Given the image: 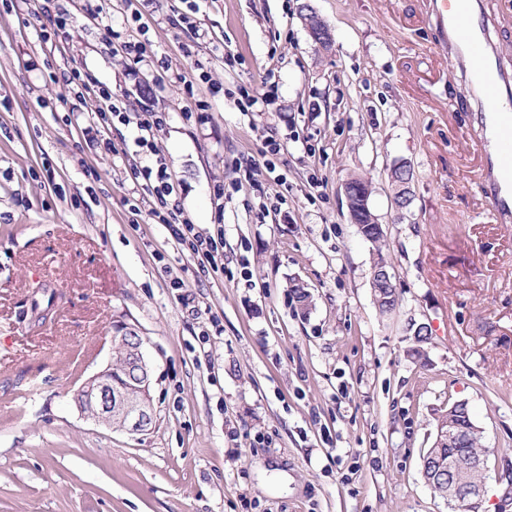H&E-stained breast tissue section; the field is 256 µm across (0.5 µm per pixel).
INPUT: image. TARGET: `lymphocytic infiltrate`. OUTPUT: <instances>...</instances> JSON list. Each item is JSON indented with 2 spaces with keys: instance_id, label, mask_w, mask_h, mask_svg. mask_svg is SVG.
Instances as JSON below:
<instances>
[{
  "instance_id": "1",
  "label": "lymphocytic infiltrate",
  "mask_w": 512,
  "mask_h": 512,
  "mask_svg": "<svg viewBox=\"0 0 512 512\" xmlns=\"http://www.w3.org/2000/svg\"><path fill=\"white\" fill-rule=\"evenodd\" d=\"M65 84L76 86L80 92L99 100L101 108L95 114L92 126L83 131L90 150L101 154H133L138 163L132 164L129 177L133 184L152 199L149 213L155 223L161 224L178 244L181 253L198 263V270L206 276H219L224 272V215L216 213L212 231L200 233L194 224L182 215L177 187L161 156L156 139L168 126L169 115L149 109L133 114L126 96L114 92L79 66L64 73ZM177 83L185 96L182 113L185 120L203 124L209 121L211 97L217 96L220 85L213 83L202 63H195L191 72L178 75ZM135 125L137 134L132 143L115 144L105 138V130L114 124Z\"/></svg>"
}]
</instances>
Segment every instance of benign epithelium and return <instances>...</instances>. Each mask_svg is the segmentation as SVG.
<instances>
[{"label": "benign epithelium", "mask_w": 512, "mask_h": 512, "mask_svg": "<svg viewBox=\"0 0 512 512\" xmlns=\"http://www.w3.org/2000/svg\"><path fill=\"white\" fill-rule=\"evenodd\" d=\"M301 19L311 40L321 48H327L332 42L329 25L307 4ZM390 180L394 186L392 203L396 210L409 208L413 201L412 180L401 178L397 168L390 170ZM351 223L358 225L361 232L382 233L381 224L369 205L371 185L361 178H349L343 183ZM390 264L378 259L372 268L371 286L383 288L396 294L389 272ZM120 345L124 349L122 365H130L138 374V385L124 387L112 381L116 365L112 360L98 371L84 379L74 393V402L82 415L97 424L112 427V419L122 424V429L130 434H145L156 423L152 399L149 394L151 368L146 356L144 340L137 329L131 325L119 328Z\"/></svg>", "instance_id": "7a95c632"}]
</instances>
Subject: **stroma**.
Here are the masks:
<instances>
[{"label": "stroma", "instance_id": "stroma-1", "mask_svg": "<svg viewBox=\"0 0 512 512\" xmlns=\"http://www.w3.org/2000/svg\"><path fill=\"white\" fill-rule=\"evenodd\" d=\"M93 3L100 20L74 9L49 45L43 14L0 2V512H452L421 463L458 401L488 450L479 512H498L512 457V224L464 178L474 116L424 0H202L192 29L185 0H151L141 23L155 56L133 67L97 30L121 26L127 0ZM306 3L330 48L308 36ZM197 60L264 102L244 112L221 95L209 123H187L173 78ZM76 63L168 112L159 148L184 217L207 231L224 212L223 276L198 278L149 217L130 223V160L87 147L99 104L63 82ZM270 138L282 145L272 173ZM243 156L252 181L217 202L211 185L235 181ZM401 160L414 173L402 214L388 181ZM281 175L287 202L260 217ZM355 176L371 182L383 229L399 299L388 316L370 285L374 249L348 214ZM296 281L314 298L305 315ZM212 318L221 334L202 337ZM118 321L138 329L153 368L145 435L73 403Z\"/></svg>", "mask_w": 512, "mask_h": 512}]
</instances>
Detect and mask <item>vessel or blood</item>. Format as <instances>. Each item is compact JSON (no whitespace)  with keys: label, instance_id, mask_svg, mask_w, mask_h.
Segmentation results:
<instances>
[{"label":"vessel or blood","instance_id":"vessel-or-blood-1","mask_svg":"<svg viewBox=\"0 0 512 512\" xmlns=\"http://www.w3.org/2000/svg\"><path fill=\"white\" fill-rule=\"evenodd\" d=\"M438 46L465 76L480 144V185L498 221L512 222V67L501 57L485 0H429Z\"/></svg>","mask_w":512,"mask_h":512}]
</instances>
